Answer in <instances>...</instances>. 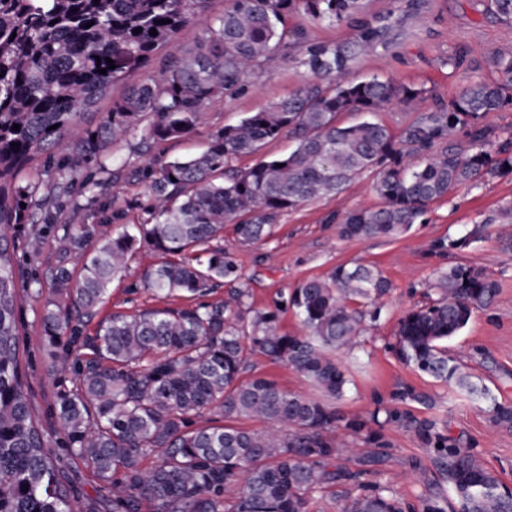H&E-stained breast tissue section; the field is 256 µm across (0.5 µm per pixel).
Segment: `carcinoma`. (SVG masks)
<instances>
[{"instance_id":"cac0c4a2","label":"carcinoma","mask_w":512,"mask_h":512,"mask_svg":"<svg viewBox=\"0 0 512 512\" xmlns=\"http://www.w3.org/2000/svg\"><path fill=\"white\" fill-rule=\"evenodd\" d=\"M208 3L0 0V512H73L48 452V434L34 419L19 354L21 291L38 298L42 286L36 276L22 280L7 231L56 224V197L70 192L83 170L144 119L149 123L140 155L192 133L206 106L246 94L249 75L271 56L289 52L310 74L292 96L211 133L199 154L152 156L134 170L150 195L145 223L95 242L84 224H57L62 261L51 270L52 297L39 320L54 346L70 332L66 354L78 364L77 387L58 397L56 409L65 447L112 487V512H310L315 495L338 482L356 490L340 512H404L393 489L361 481L380 458H359L353 469L337 464L350 451L338 430L380 445L382 430L392 425L434 450L459 512H512V490L472 449L460 447L436 420L402 408L422 401L409 386L369 415L346 418L271 379H242L250 355L261 352L342 398L348 374L327 351L355 345L364 321L379 319L389 290L379 270L337 266L327 278L295 288L287 303L302 320L303 336L280 332L275 311L251 308L246 288L232 289L221 303L202 300L221 283L241 278L233 253L217 244L226 223L234 224L238 242L254 243L288 211L336 196L370 171L382 205L348 212L340 236L397 237L457 186L512 173V134L497 146L495 129L481 123L485 114L512 105V49L495 57V81L474 82L448 105L420 113L397 137L379 122H339L344 112L372 114L395 100L413 103L425 95L390 80L348 79L356 60L382 43L389 29L388 16L360 17L361 0H229L185 55L163 61L155 75L140 76ZM294 13L316 24L354 22L357 34L346 43H310L306 28L287 29ZM137 28L142 32L134 33ZM152 28L157 35H150ZM109 58L116 68H109ZM119 80L129 81L124 95L95 128L83 130L55 182L20 185L19 178L83 123ZM462 129L465 149L455 144ZM284 134L296 142L290 153L244 169L233 165ZM144 243L163 254L203 253L142 276V287L189 303L113 313L94 336L81 337L78 323L96 314ZM71 258L81 264L76 279L66 264ZM439 290L440 298L399 320L400 358L487 402L493 422L511 430L512 405L471 383L445 347L475 310L491 304L496 282L457 265L441 274ZM84 349L92 358H81ZM205 415L226 424L196 425ZM239 417L274 421L282 429L262 434L227 424ZM148 456L155 463L145 468ZM447 510L441 494L422 499L421 512Z\"/></svg>"}]
</instances>
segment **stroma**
<instances>
[{"label": "stroma", "mask_w": 512, "mask_h": 512, "mask_svg": "<svg viewBox=\"0 0 512 512\" xmlns=\"http://www.w3.org/2000/svg\"><path fill=\"white\" fill-rule=\"evenodd\" d=\"M415 2V8L409 10L403 0H363L364 15L390 17L391 26L385 44L359 57L351 79L376 77L425 89L428 97L423 107L430 110L459 96L474 81L495 78L494 56L504 46H512L511 21L494 14L488 0ZM227 5V0H210L205 12L158 51L148 73L158 71L162 58L181 56ZM458 51L466 56L460 67L448 62ZM306 77L305 70L291 58L274 56L254 76L249 92L208 106L194 133L160 144L158 153L171 159L201 151L210 133L288 98ZM141 136L137 130L114 143L111 152L88 169L90 188L77 182L69 194L58 198L56 211L64 221L90 224L98 233L112 235L142 222L148 189L130 175L131 168L143 163L134 151ZM374 179V173H363L339 196L303 204L284 215L270 237L251 245L239 244L232 225H225L223 245L236 257L239 284L250 289L254 308L268 309L303 281L326 278L336 266H375L392 288L381 301L379 319L367 323L360 346L336 355L352 372V382L337 401V410L347 417L368 415L378 402L389 401L398 384H411L429 399L425 405L413 404L414 413L438 420L477 453L484 468L512 488V430L495 425L486 404L471 401L453 385L414 372L391 349L400 318L428 298L438 297L436 283L442 271L460 264L477 268L497 282L498 293L490 306L475 311L469 324L448 340V353L472 382L488 387L499 401L512 404V174L459 185L448 197L429 204L422 222L404 236L340 239L338 225L344 212L378 206ZM477 227L482 233L476 237L472 231ZM37 234L44 245L40 254L33 256L28 242ZM13 235L23 279L45 278L58 259L53 231L20 224ZM441 238H463L467 244L442 255L432 249L433 242ZM158 262L149 247H141L129 260L125 277L114 283L104 313L160 307V300L140 286L143 273ZM40 307V302L27 298L18 311L28 397L51 435L50 450L77 512H112V495L106 484L97 481L64 446L56 421L57 398L74 389L76 375L71 360L51 358L38 319ZM248 373L274 379L291 393L319 394L287 362L260 353L252 356ZM383 435L380 447L359 440L353 444V458H380L368 475L372 484L394 488L413 510L429 492L447 490L432 449L421 447L412 433L402 429L388 427Z\"/></svg>", "instance_id": "35a3bbf8"}]
</instances>
